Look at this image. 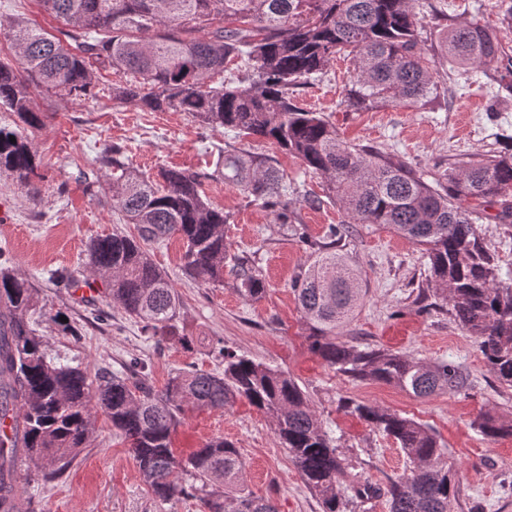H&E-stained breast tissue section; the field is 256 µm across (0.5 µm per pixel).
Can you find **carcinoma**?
<instances>
[{"label": "carcinoma", "mask_w": 512, "mask_h": 512, "mask_svg": "<svg viewBox=\"0 0 512 512\" xmlns=\"http://www.w3.org/2000/svg\"><path fill=\"white\" fill-rule=\"evenodd\" d=\"M69 27L64 45L20 22L0 21L20 68L0 63V106L31 128L43 126L35 92L72 100L92 94L95 70L109 67L133 79L112 85V103L147 112L190 113L213 131L267 140L325 176L329 199L350 224H379L423 247L429 284L461 328L479 341L485 363L512 388V278L480 237L474 216L512 223V148L457 158L429 183L412 166L373 145L347 144L318 112L298 106L295 89L344 55L354 61L344 103L353 112L380 106L453 101L473 73L486 78L490 107L512 97V57L495 30L472 20L446 32L442 60L427 54L415 0H40ZM230 21L224 26V21ZM240 60L249 84L224 80ZM460 68L449 70L445 62ZM15 141H10V137ZM112 169L113 205L138 228L139 238L114 232L90 240L85 267L102 280L112 304L161 342L179 335L178 295L141 242L184 241L183 273L202 285H224V225L231 215L202 194L210 175L168 168L162 182L130 169L120 149L105 150ZM38 162L26 137L0 127V170L30 187ZM224 183L246 198L291 219L288 183L273 161L248 149L224 151ZM498 207L494 214L487 209ZM344 225L294 282L309 347L336 373L356 381L393 385L416 397L457 393L468 375L452 361L426 362L384 348L359 349L336 341L338 329L363 299L359 276L336 253ZM236 292L247 301L265 293L262 268L249 258ZM34 285L0 264V418L22 415L21 440L0 438V512H15L6 479L18 482L19 454L41 465L36 481L58 479L87 447L93 412L100 411L130 444L140 474L160 501L195 499L204 512H278L273 498L243 480L235 444L212 438L187 454L173 435L188 408L224 410L244 400L272 419L274 432L322 512H363L384 498L389 512H454L457 484L433 430L388 408L344 400L340 410L392 439L406 456L401 476L360 483L362 465L341 448L288 372L218 347L223 369L175 373L157 391L144 366L105 372L98 382L86 369L48 357L44 337L28 321ZM487 438L512 437V418L485 412L475 422Z\"/></svg>", "instance_id": "cac0c4a2"}]
</instances>
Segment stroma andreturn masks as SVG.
I'll return each instance as SVG.
<instances>
[{"label":"stroma","mask_w":512,"mask_h":512,"mask_svg":"<svg viewBox=\"0 0 512 512\" xmlns=\"http://www.w3.org/2000/svg\"><path fill=\"white\" fill-rule=\"evenodd\" d=\"M480 19L495 26L500 43L512 55V27L500 24L497 0H427L422 38L437 53L446 23ZM0 19L25 21L52 35L63 29L39 0H0ZM353 69L348 58L330 63L322 78L296 92L299 106L322 113L337 133L354 144L374 145L433 178L459 154L486 153L512 145V108L487 109L481 82L466 87L460 98L437 99L412 107L349 111L345 86ZM121 74L97 72L92 96L73 101L52 94L37 97L44 114L39 129L24 126L16 113L0 108V127L26 136L40 165L35 178L39 200L12 176L0 174V253L35 285L37 329L49 354L86 367L89 377L100 370H123L140 360L147 364L155 389L188 365L218 368L212 344L223 340L237 353L280 367L295 378L337 438L363 460L361 481L378 482L406 468L404 453L392 439L338 410L343 398L377 404L429 426L446 448L447 461L460 488L455 512H512V438L490 439L474 429L480 412L512 415V388L501 385L488 370L475 337L467 335L446 311L422 309L417 297L428 288V260L421 246L376 224L351 225L337 246L362 279V303L342 329L338 341L358 348L378 346L425 361L452 360L468 373L470 384L455 394L417 398L401 389L372 381H354L326 366L310 352L307 332L293 292V280L313 258L312 244L322 242L330 225L345 216L336 202L325 199V180L305 171L299 160L275 145L261 142L260 152L275 158L288 184L295 188L296 231L276 224L273 212L248 202L216 175L224 148L234 133L202 127L190 113L145 112L134 106L115 107L110 88ZM124 152L131 169L157 176L163 168L206 171L208 202L229 212L224 227L229 254H255L266 276L267 291L256 302L235 290L236 271L224 268L222 287H205L181 271L180 237L147 244L151 261L163 270L179 296V328L192 339L183 346L171 338L155 343L136 320L113 310L108 322L95 320L81 292L53 286L59 270L88 275L84 267L90 238L118 230L136 235L113 206L112 173L99 157L109 146ZM94 177L86 193L80 173ZM321 197L310 206L308 198ZM239 448L244 479L250 489L272 496L279 512H321L317 498L281 447L270 418L247 402L224 411L190 409L175 435L177 448H197L214 437ZM19 483L33 501L34 512H200L198 501L156 500L145 484L129 443L102 414H95L87 448L64 474L47 485L35 483L38 465H18Z\"/></svg>","instance_id":"obj_1"}]
</instances>
